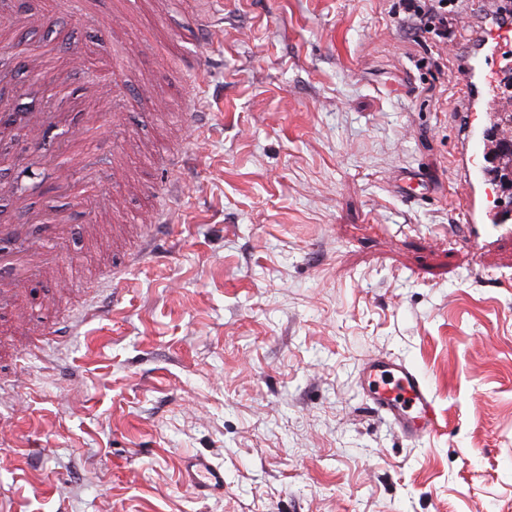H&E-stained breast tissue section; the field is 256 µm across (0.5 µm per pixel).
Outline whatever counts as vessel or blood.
<instances>
[{
    "label": "vessel or blood",
    "instance_id": "vessel-or-blood-1",
    "mask_svg": "<svg viewBox=\"0 0 512 512\" xmlns=\"http://www.w3.org/2000/svg\"><path fill=\"white\" fill-rule=\"evenodd\" d=\"M483 10L464 17V45L456 52L454 82L459 90L461 112L457 123L458 146L453 168L460 184V211L465 227L476 236L512 234V204L490 203L493 178L486 165V147L491 135L493 112L499 99L504 75L512 68V0H483ZM46 16L20 13L0 19V40L8 41L18 27L46 23ZM121 76L103 81L97 99L106 111L120 109L124 101ZM31 123L36 132L53 130L60 139L52 151L43 153L44 163L58 172L61 186L73 195L89 200L101 179L111 171L87 170L73 177L71 165L92 156L96 125L75 124L65 112H0V129ZM62 251L61 244L45 245L22 238L15 225L0 224V268L9 269V279L0 280V310L14 308L19 284L45 277ZM362 388L375 410L387 417L401 434L422 439L436 427V410L427 375L405 360L373 356L360 370ZM187 482L198 491L220 493L224 472L206 458L196 457L185 466Z\"/></svg>",
    "mask_w": 512,
    "mask_h": 512
}]
</instances>
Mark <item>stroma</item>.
Masks as SVG:
<instances>
[{"label":"stroma","mask_w":512,"mask_h":512,"mask_svg":"<svg viewBox=\"0 0 512 512\" xmlns=\"http://www.w3.org/2000/svg\"><path fill=\"white\" fill-rule=\"evenodd\" d=\"M22 8L55 20L17 32L13 68L59 43L69 97L93 91L111 53L135 60L123 115L94 100L80 115L103 118L111 222L50 177L21 193L32 129L0 166V224L69 229L55 278L0 313V507L512 512V235L483 246L448 230L461 213L447 46L406 36L400 0ZM200 96L197 135L182 118ZM408 169L423 175L412 200L397 187ZM169 207L178 226L126 266ZM87 306L92 319L16 360L17 313L35 334ZM372 356L427 373L431 438L371 409ZM195 455L223 468V493L185 482Z\"/></svg>","instance_id":"obj_1"}]
</instances>
